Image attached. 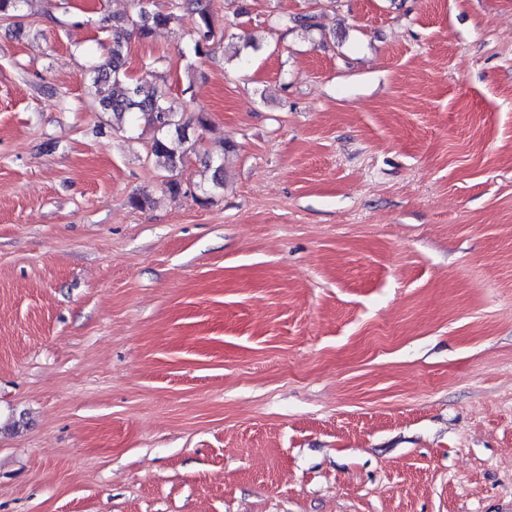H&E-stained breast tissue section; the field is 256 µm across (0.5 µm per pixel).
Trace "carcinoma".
Here are the masks:
<instances>
[{
  "label": "carcinoma",
  "instance_id": "carcinoma-1",
  "mask_svg": "<svg viewBox=\"0 0 512 512\" xmlns=\"http://www.w3.org/2000/svg\"><path fill=\"white\" fill-rule=\"evenodd\" d=\"M28 0H0V19L10 20L23 17ZM131 18L112 24V43L108 56L102 62L89 66V75L96 93L91 105L101 112H110L117 121L114 131L122 132V121L143 117L153 129L154 136L147 159L154 167L166 173L162 180L163 190L177 195L183 190L175 171L189 154L195 152L197 142L187 133L192 123L204 124L199 115L185 117V112L166 97L162 85L145 79H136L127 74L126 56L131 38L147 39L154 29L177 24L186 14L194 16L196 38L192 47L197 56L210 53L215 36L212 13L202 6V0H170L166 10L153 9V0H131ZM277 25H292L307 33L319 29L318 17L312 13L298 14L281 21L270 19Z\"/></svg>",
  "mask_w": 512,
  "mask_h": 512
}]
</instances>
